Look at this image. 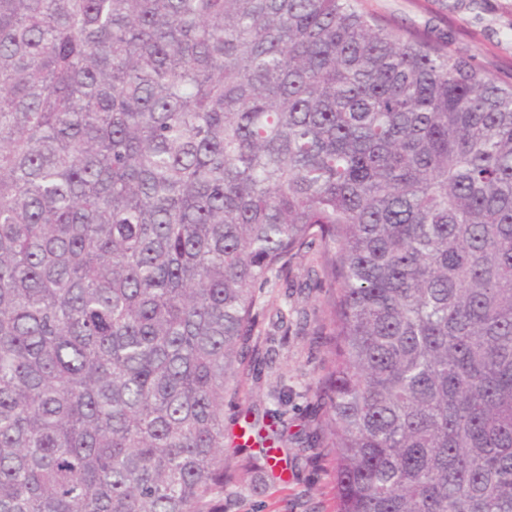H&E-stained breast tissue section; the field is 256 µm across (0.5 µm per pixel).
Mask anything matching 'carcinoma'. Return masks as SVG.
Returning a JSON list of instances; mask_svg holds the SVG:
<instances>
[{
  "instance_id": "1",
  "label": "carcinoma",
  "mask_w": 512,
  "mask_h": 512,
  "mask_svg": "<svg viewBox=\"0 0 512 512\" xmlns=\"http://www.w3.org/2000/svg\"><path fill=\"white\" fill-rule=\"evenodd\" d=\"M308 257L336 512H512V82L358 0H0V512H224Z\"/></svg>"
}]
</instances>
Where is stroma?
Masks as SVG:
<instances>
[{
  "mask_svg": "<svg viewBox=\"0 0 512 512\" xmlns=\"http://www.w3.org/2000/svg\"><path fill=\"white\" fill-rule=\"evenodd\" d=\"M367 13L390 21L398 32L414 31L473 56L494 76L512 81V0H359ZM305 267L263 288V299L288 307L287 331H272L244 379L240 400L224 405V427L238 434L245 422H278L286 448L295 438L312 436L322 412L316 385L327 358L324 337L316 333L322 293L301 289ZM251 462L246 482L224 490V512H332V477L314 452L289 463L271 479L260 444L231 451V464Z\"/></svg>",
  "mask_w": 512,
  "mask_h": 512,
  "instance_id": "35a3bbf8",
  "label": "stroma"
}]
</instances>
